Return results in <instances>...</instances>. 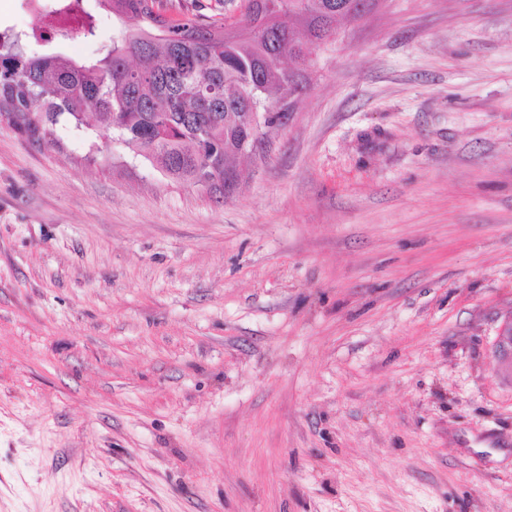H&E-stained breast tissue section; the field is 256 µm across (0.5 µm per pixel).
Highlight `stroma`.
<instances>
[{
    "label": "stroma",
    "mask_w": 512,
    "mask_h": 512,
    "mask_svg": "<svg viewBox=\"0 0 512 512\" xmlns=\"http://www.w3.org/2000/svg\"><path fill=\"white\" fill-rule=\"evenodd\" d=\"M86 63L125 25L31 38ZM222 193L0 118V512H512V0H378ZM494 357L495 370L510 372L512 375V313L508 314L498 327Z\"/></svg>",
    "instance_id": "stroma-1"
}]
</instances>
